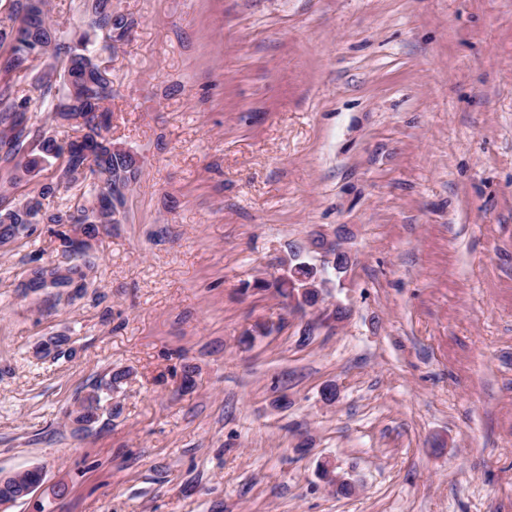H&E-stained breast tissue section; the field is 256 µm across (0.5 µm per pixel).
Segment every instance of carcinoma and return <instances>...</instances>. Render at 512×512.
<instances>
[{
    "mask_svg": "<svg viewBox=\"0 0 512 512\" xmlns=\"http://www.w3.org/2000/svg\"><path fill=\"white\" fill-rule=\"evenodd\" d=\"M9 23L0 24V74L9 75L40 59L47 63L39 75L35 90L45 111L54 113L61 126L75 127L80 135L60 139L38 134L31 123L28 95L19 97L0 90V164L11 172L10 179L0 183V246L31 238L40 224H82L85 232L97 238L95 204L114 193L126 203L129 187L137 184L142 164L125 153L101 148L96 139H107L110 115L105 107L112 100V72L103 58L134 28L135 20L115 9L112 0H83L84 20L70 30L56 28L50 18L49 0H10ZM106 34L103 44L98 37ZM52 171L49 180L23 198L15 190ZM91 187V197L75 207L64 208L54 200L67 194L78 184ZM294 274L315 283L317 272L293 254ZM96 251L85 252L72 260L67 274L48 264L30 269V279L21 284L26 295L40 294V283L52 277L64 287L79 281L88 287V275L96 266ZM258 287L273 288L287 299L294 288L288 278L262 282ZM128 372L117 370L101 379L90 391L78 397L72 414L76 421H89L102 408V401L120 387Z\"/></svg>",
    "mask_w": 512,
    "mask_h": 512,
    "instance_id": "1",
    "label": "carcinoma"
}]
</instances>
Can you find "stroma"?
Masks as SVG:
<instances>
[{"instance_id":"1","label":"stroma","mask_w":512,"mask_h":512,"mask_svg":"<svg viewBox=\"0 0 512 512\" xmlns=\"http://www.w3.org/2000/svg\"><path fill=\"white\" fill-rule=\"evenodd\" d=\"M113 4L143 172L74 299L21 294L47 229L0 251V472L45 473L8 512H512V0ZM315 231L353 259L321 312L255 290ZM128 375L126 371H114L108 379L102 378L90 391L78 397L71 412L76 415V421H90L97 416V412L102 408V401L110 397L112 389L119 388Z\"/></svg>"}]
</instances>
